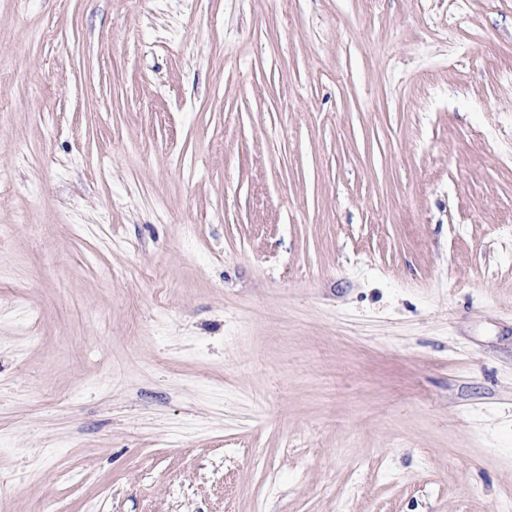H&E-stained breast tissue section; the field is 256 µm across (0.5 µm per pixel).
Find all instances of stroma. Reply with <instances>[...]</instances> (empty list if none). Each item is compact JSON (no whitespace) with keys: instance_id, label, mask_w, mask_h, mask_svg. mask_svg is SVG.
Segmentation results:
<instances>
[{"instance_id":"35a3bbf8","label":"stroma","mask_w":512,"mask_h":512,"mask_svg":"<svg viewBox=\"0 0 512 512\" xmlns=\"http://www.w3.org/2000/svg\"><path fill=\"white\" fill-rule=\"evenodd\" d=\"M0 226V512H512V0H0Z\"/></svg>"}]
</instances>
